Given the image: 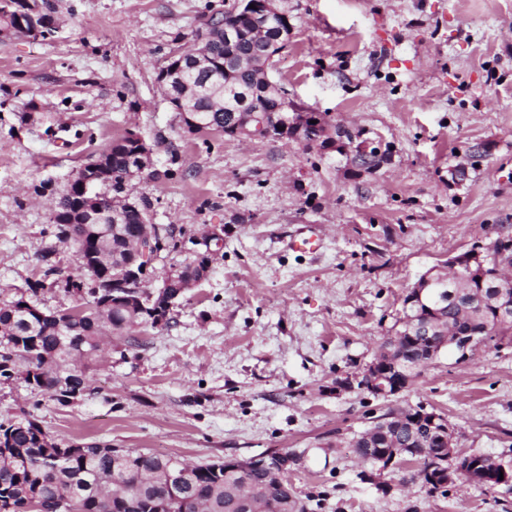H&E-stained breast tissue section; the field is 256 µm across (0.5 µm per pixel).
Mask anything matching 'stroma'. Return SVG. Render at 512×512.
Returning <instances> with one entry per match:
<instances>
[{"label": "stroma", "instance_id": "stroma-1", "mask_svg": "<svg viewBox=\"0 0 512 512\" xmlns=\"http://www.w3.org/2000/svg\"><path fill=\"white\" fill-rule=\"evenodd\" d=\"M48 38L0 34V300L27 291L52 252L53 202L112 141L153 164L127 185L151 223L179 232L163 271L223 249L170 321L113 341L62 406L0 383V421L30 414L63 442L192 463L298 454L307 512H512V493L456 479L432 494L409 458L362 460L353 437L390 411L442 414L464 453L512 460V340L467 361L443 352L403 392L355 379L394 335L429 268L512 236V0H281L293 27L270 78L388 154L365 173L296 141L187 132L157 82L181 36L224 0H52ZM317 253L289 250L308 225Z\"/></svg>", "mask_w": 512, "mask_h": 512}]
</instances>
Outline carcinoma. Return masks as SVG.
<instances>
[{"instance_id":"carcinoma-1","label":"carcinoma","mask_w":512,"mask_h":512,"mask_svg":"<svg viewBox=\"0 0 512 512\" xmlns=\"http://www.w3.org/2000/svg\"><path fill=\"white\" fill-rule=\"evenodd\" d=\"M224 26L244 31L237 43L228 45L223 40L212 44L216 59L224 65L221 80L210 85V91L194 97L196 86L206 76L200 74L195 84L183 89L185 98L193 101L203 126L211 130H226L232 114L237 110L239 97L246 95L258 103L276 107L272 93L268 92L264 74L237 65L236 60L252 55V39L247 37L254 27L266 29V35L287 29L286 20L265 16L258 11L245 15L229 6L224 10ZM139 141L125 136L112 142L108 148L112 164V181L94 184L98 197H113L123 192L130 177V157ZM80 195L74 183L55 200L57 237L76 246L77 273L61 276L51 253L42 255V275L51 284L73 295L78 294L76 282L91 281L92 277L105 282L112 268L124 261L130 243L148 220L147 205L138 208L123 207L117 212L115 226L103 239L97 228L85 229L71 223V213ZM499 250H493L487 278L458 280L452 286L435 288V312L410 316L418 324L436 335L438 328L470 327L486 331L493 340L499 336H512V317H497L489 301L494 297L491 287L493 268ZM186 271L205 274L209 258L194 255L180 264ZM84 294L90 297L85 305L70 311L46 313L25 293L0 301V381L18 377L32 388L51 394L65 405L86 388L87 364L98 359L101 340L119 338L130 344L136 338L129 331L145 323L157 324L165 319L170 309L163 302L156 303L155 313L137 314V310L112 304L104 293L92 288ZM404 337H388L381 348L393 341L401 349L392 358H400L418 370L423 334L418 330L400 327ZM418 437L412 447L419 449L414 457L418 463L417 476L430 485L429 492L438 489L442 476L439 465L448 457V449L440 447L438 436L423 427L417 428ZM409 438L405 427L377 430L372 436L380 446L381 455L373 463L388 464L391 449ZM0 501L12 500L13 512H24L27 500L33 495L41 499L67 498L75 504V512H247L253 505L257 512H307L306 505L295 495L288 479L269 474L260 468L241 464L215 469L210 462L197 464L187 473L178 465L176 456H160L151 452H126L118 457L110 448L96 444H61L50 437L40 424L26 417L0 422Z\"/></svg>"}]
</instances>
